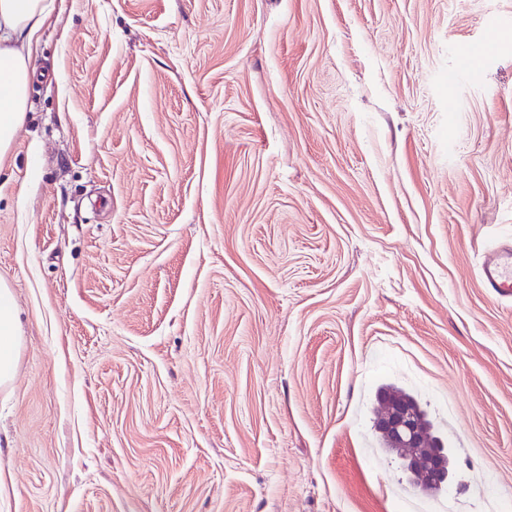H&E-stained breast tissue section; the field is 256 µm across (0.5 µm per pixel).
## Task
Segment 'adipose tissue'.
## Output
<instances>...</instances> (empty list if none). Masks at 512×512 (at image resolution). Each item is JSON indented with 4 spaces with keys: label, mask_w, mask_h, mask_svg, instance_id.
Segmentation results:
<instances>
[{
    "label": "adipose tissue",
    "mask_w": 512,
    "mask_h": 512,
    "mask_svg": "<svg viewBox=\"0 0 512 512\" xmlns=\"http://www.w3.org/2000/svg\"><path fill=\"white\" fill-rule=\"evenodd\" d=\"M55 9V0H0V160L28 121L38 34ZM18 330L14 295L0 282V386L13 379Z\"/></svg>",
    "instance_id": "adipose-tissue-1"
}]
</instances>
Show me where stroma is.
Masks as SVG:
<instances>
[{"instance_id":"stroma-1","label":"stroma","mask_w":512,"mask_h":512,"mask_svg":"<svg viewBox=\"0 0 512 512\" xmlns=\"http://www.w3.org/2000/svg\"><path fill=\"white\" fill-rule=\"evenodd\" d=\"M0 167V512L512 503V0H64ZM419 401L418 493L375 396ZM482 287L496 298L512 297V244L494 247L481 270ZM18 313L11 288L0 282V386L8 385L14 374L18 336ZM410 465L418 477V482L427 487L440 486L448 467L445 458L438 452L432 453V460L425 465L415 460H411Z\"/></svg>"}]
</instances>
